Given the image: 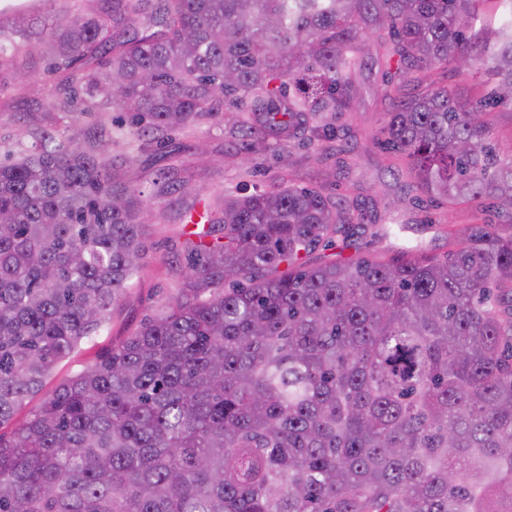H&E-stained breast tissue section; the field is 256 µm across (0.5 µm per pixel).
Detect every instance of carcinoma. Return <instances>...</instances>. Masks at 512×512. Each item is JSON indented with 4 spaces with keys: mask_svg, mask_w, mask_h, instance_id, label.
<instances>
[{
    "mask_svg": "<svg viewBox=\"0 0 512 512\" xmlns=\"http://www.w3.org/2000/svg\"><path fill=\"white\" fill-rule=\"evenodd\" d=\"M0 22V67L60 74L51 112L96 131L0 158V427L100 331L140 270L152 214L107 158L249 108L271 149L329 142L357 91L358 41L388 33L399 73L487 66L473 105L400 101L383 144L450 205L512 223V154L489 112L512 105V0L482 52L487 0H102ZM354 203L278 178L205 201L178 294L0 433V512H512V236L475 226L445 256L335 247Z\"/></svg>",
    "mask_w": 512,
    "mask_h": 512,
    "instance_id": "carcinoma-1",
    "label": "carcinoma"
}]
</instances>
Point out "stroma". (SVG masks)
Returning a JSON list of instances; mask_svg holds the SVG:
<instances>
[{
  "mask_svg": "<svg viewBox=\"0 0 512 512\" xmlns=\"http://www.w3.org/2000/svg\"><path fill=\"white\" fill-rule=\"evenodd\" d=\"M378 35L368 31L360 38L358 93L343 122L349 134L336 150L315 158V146L295 139L284 144L280 155L263 150L246 152L243 131L222 120H205L173 135L163 150L148 149L130 175L144 202L161 219L148 229L147 259L133 276L109 323L98 335L85 339L47 380L38 394L10 422L18 427L64 380L80 373L113 343L129 336L146 318L161 311L177 294L181 255L186 234L193 226L187 209L199 199L224 191L253 192L278 177L288 176L298 185L315 184L332 197H357L361 216L357 224L337 233L336 248L347 256L392 257L404 248H419L444 255L475 224H496L502 234L512 226L497 224L481 203L448 207L427 201L408 185L400 157L381 144L382 128L396 102L416 91L412 78L398 76L377 49ZM57 75L38 71L28 83L0 96V154L15 147L14 129L39 117L46 135L62 140L73 117L50 111ZM427 84L445 88L465 99H478L492 88L483 69L435 66ZM173 170L177 191L161 193L163 173Z\"/></svg>",
  "mask_w": 512,
  "mask_h": 512,
  "instance_id": "stroma-1",
  "label": "stroma"
}]
</instances>
